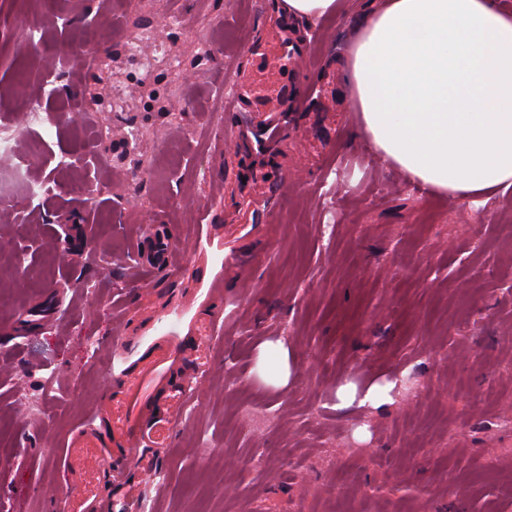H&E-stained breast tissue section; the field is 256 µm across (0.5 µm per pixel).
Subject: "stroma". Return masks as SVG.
I'll list each match as a JSON object with an SVG mask.
<instances>
[{
  "mask_svg": "<svg viewBox=\"0 0 512 512\" xmlns=\"http://www.w3.org/2000/svg\"><path fill=\"white\" fill-rule=\"evenodd\" d=\"M165 2L0 0V129L18 85L49 116L27 133L39 156L0 159V512H68L66 456L90 437L126 463L97 512H512V191L432 195L355 136L337 60L366 0L315 21L283 76L305 104L261 152L269 113L216 98L263 68L272 0H176L180 29ZM21 11L46 49L15 39ZM119 20L155 22L180 72L144 74ZM80 176L91 194L67 190ZM161 242L174 265L144 268ZM408 374L416 398L335 407ZM190 381L198 402L165 427Z\"/></svg>",
  "mask_w": 512,
  "mask_h": 512,
  "instance_id": "stroma-1",
  "label": "stroma"
}]
</instances>
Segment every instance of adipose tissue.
I'll return each instance as SVG.
<instances>
[{"label":"adipose tissue","mask_w":512,"mask_h":512,"mask_svg":"<svg viewBox=\"0 0 512 512\" xmlns=\"http://www.w3.org/2000/svg\"><path fill=\"white\" fill-rule=\"evenodd\" d=\"M342 65L383 165L451 199L512 188V7L368 0Z\"/></svg>","instance_id":"1"}]
</instances>
